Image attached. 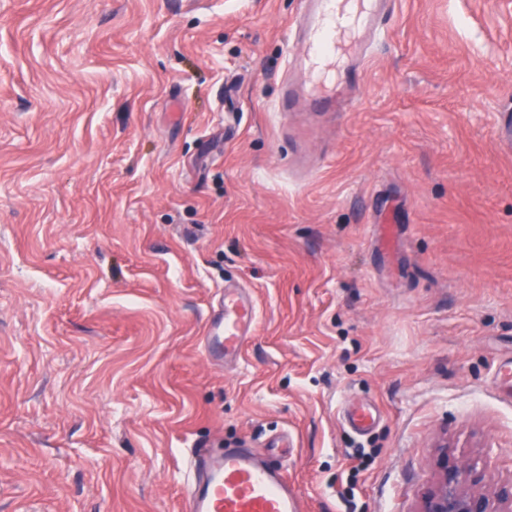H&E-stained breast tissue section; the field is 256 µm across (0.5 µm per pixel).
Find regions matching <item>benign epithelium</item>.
<instances>
[{
	"mask_svg": "<svg viewBox=\"0 0 512 512\" xmlns=\"http://www.w3.org/2000/svg\"><path fill=\"white\" fill-rule=\"evenodd\" d=\"M482 475L438 450L437 479L422 497L418 512H512V483L488 493L477 489Z\"/></svg>",
	"mask_w": 512,
	"mask_h": 512,
	"instance_id": "7a95c632",
	"label": "benign epithelium"
}]
</instances>
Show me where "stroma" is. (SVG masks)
<instances>
[{
  "label": "stroma",
  "instance_id": "1",
  "mask_svg": "<svg viewBox=\"0 0 512 512\" xmlns=\"http://www.w3.org/2000/svg\"><path fill=\"white\" fill-rule=\"evenodd\" d=\"M299 11L0 0V512H181L284 435L308 512H417L442 443L512 482V0H400L354 111L280 118ZM257 322V309L239 288H224L220 312L209 320L205 349L213 360L237 358Z\"/></svg>",
  "mask_w": 512,
  "mask_h": 512
}]
</instances>
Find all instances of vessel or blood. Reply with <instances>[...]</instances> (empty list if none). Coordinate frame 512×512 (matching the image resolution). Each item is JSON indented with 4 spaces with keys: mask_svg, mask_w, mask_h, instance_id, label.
<instances>
[{
    "mask_svg": "<svg viewBox=\"0 0 512 512\" xmlns=\"http://www.w3.org/2000/svg\"><path fill=\"white\" fill-rule=\"evenodd\" d=\"M294 21L304 48L303 81L283 82L274 103L277 112L292 111L302 98L327 112L355 103L356 88L337 72V55L345 69L360 68L371 56L394 15L395 0H302ZM257 322V309L240 289L224 291L220 312L209 320L205 349L212 359L239 357ZM182 512H305V503L284 467L256 456L248 448H197Z\"/></svg>",
    "mask_w": 512,
    "mask_h": 512,
    "instance_id": "b4317fda",
    "label": "vessel or blood"
}]
</instances>
